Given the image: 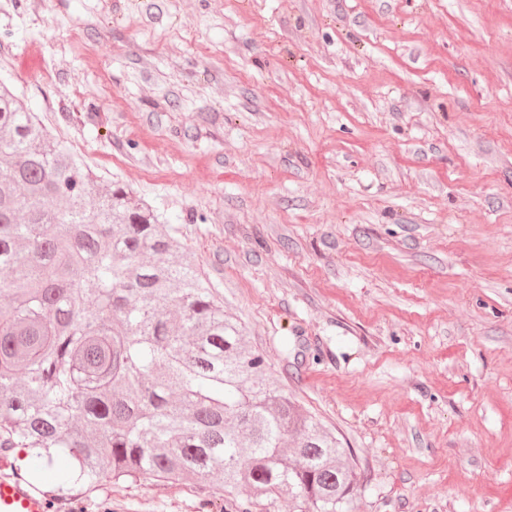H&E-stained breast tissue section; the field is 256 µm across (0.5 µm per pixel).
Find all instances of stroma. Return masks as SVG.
Masks as SVG:
<instances>
[{
	"label": "stroma",
	"mask_w": 512,
	"mask_h": 512,
	"mask_svg": "<svg viewBox=\"0 0 512 512\" xmlns=\"http://www.w3.org/2000/svg\"><path fill=\"white\" fill-rule=\"evenodd\" d=\"M0 81L176 230L354 512H512V0H0Z\"/></svg>",
	"instance_id": "1"
}]
</instances>
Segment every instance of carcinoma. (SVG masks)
I'll use <instances>...</instances> for the list:
<instances>
[{"mask_svg": "<svg viewBox=\"0 0 512 512\" xmlns=\"http://www.w3.org/2000/svg\"><path fill=\"white\" fill-rule=\"evenodd\" d=\"M0 454L31 482L213 483L350 512L356 465L244 342L159 215L0 82Z\"/></svg>", "mask_w": 512, "mask_h": 512, "instance_id": "1", "label": "carcinoma"}]
</instances>
